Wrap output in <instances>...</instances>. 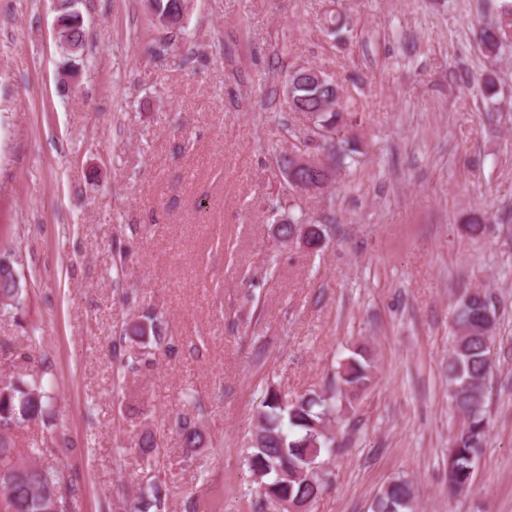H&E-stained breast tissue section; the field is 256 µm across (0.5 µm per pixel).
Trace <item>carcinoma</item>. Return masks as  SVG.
Returning <instances> with one entry per match:
<instances>
[{
	"mask_svg": "<svg viewBox=\"0 0 512 512\" xmlns=\"http://www.w3.org/2000/svg\"><path fill=\"white\" fill-rule=\"evenodd\" d=\"M148 8L156 25L168 27V21L182 22L190 8L188 0H148ZM62 49L59 55L64 68L76 66L83 47V21L76 8L64 10ZM476 39L481 52L494 58L504 43L512 39V2L503 3L498 16L479 23ZM311 69L301 67L288 78L286 95L288 109L311 119L312 135L322 141L332 166L330 178L313 180L307 176L300 183H288L293 190L322 192L328 189L341 172L349 167L348 150L336 148L335 136L344 117L336 107L339 87L329 76L317 82ZM278 237L294 242L309 251L325 245V229L305 221L304 215L288 214V223L276 227ZM10 256L0 255V310L19 308L25 297ZM453 322L457 336L448 357L446 381L448 399L464 427L455 433L448 446V491L460 495L470 489L474 462L486 445L489 422L488 382L493 366L486 360L487 343L499 323L498 309L491 293L475 288L456 301ZM170 336L162 314L150 307L122 327L114 338L112 350L119 355L117 371L138 370L154 360L155 351L167 349ZM373 359L370 351L358 346L340 363L335 382L324 390H310L289 396L269 385L256 401L258 426L248 442L245 463L254 492L260 502L275 506L288 501L312 506L327 484L326 474L318 467L322 454L335 451V439L326 434L329 417L337 403L359 399L371 385ZM47 369L18 374L0 380V503L4 512H63L59 504L75 492L63 472L33 465L17 470L24 457L15 453L13 432L26 424L43 419L52 400V382ZM183 461L197 459L204 446L205 434L195 411L184 412L175 422ZM160 444L156 434L145 431L136 436L134 450L147 464L156 458ZM170 487L159 476L139 489L129 512H168ZM416 491L413 482L397 477L372 499L370 512H413Z\"/></svg>",
	"mask_w": 512,
	"mask_h": 512,
	"instance_id": "carcinoma-1",
	"label": "carcinoma"
}]
</instances>
